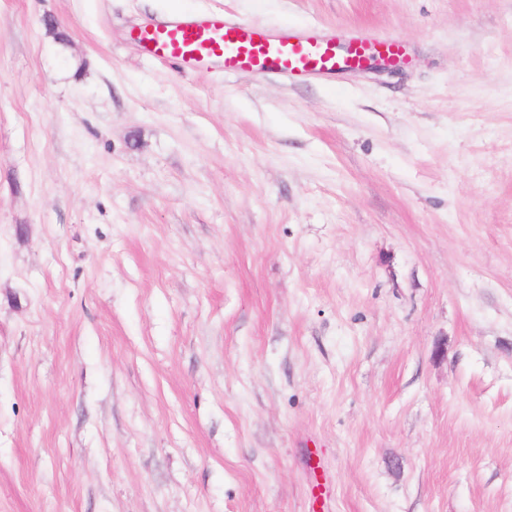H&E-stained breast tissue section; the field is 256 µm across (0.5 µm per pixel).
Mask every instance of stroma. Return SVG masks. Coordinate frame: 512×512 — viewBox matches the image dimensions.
I'll return each mask as SVG.
<instances>
[{"mask_svg": "<svg viewBox=\"0 0 512 512\" xmlns=\"http://www.w3.org/2000/svg\"><path fill=\"white\" fill-rule=\"evenodd\" d=\"M213 11L412 63L130 36ZM314 448L329 512H512V0H0V512H305ZM147 55L185 71L211 66L224 76L276 74L293 79L324 78L361 68L373 59L400 66L407 62L401 44L370 29L348 36L318 26L273 29L224 13L175 16L131 31Z\"/></svg>", "mask_w": 512, "mask_h": 512, "instance_id": "35a3bbf8", "label": "stroma"}]
</instances>
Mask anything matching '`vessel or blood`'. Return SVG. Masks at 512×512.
<instances>
[{"label": "vessel or blood", "instance_id": "1", "mask_svg": "<svg viewBox=\"0 0 512 512\" xmlns=\"http://www.w3.org/2000/svg\"><path fill=\"white\" fill-rule=\"evenodd\" d=\"M147 55L185 71L222 67L225 75L276 74L293 79L324 78L363 67L373 59L405 64L401 44L360 28L343 36L318 26L273 29L223 13L175 16L131 32Z\"/></svg>", "mask_w": 512, "mask_h": 512}]
</instances>
